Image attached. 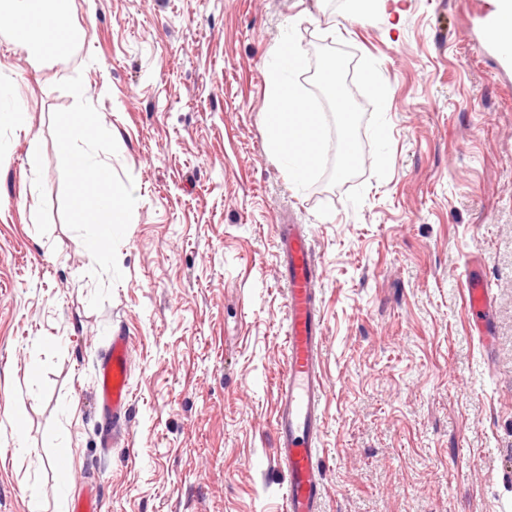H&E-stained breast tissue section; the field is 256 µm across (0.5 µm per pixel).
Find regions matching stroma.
<instances>
[{
  "mask_svg": "<svg viewBox=\"0 0 512 512\" xmlns=\"http://www.w3.org/2000/svg\"><path fill=\"white\" fill-rule=\"evenodd\" d=\"M342 2L74 0L84 45L41 63L0 46L31 115L0 129V512H30L34 492L55 512L87 485L103 512H283L281 224L309 226L321 271L323 512H512V56L485 39L496 5L400 0L348 22ZM291 22L307 55L341 41L377 61L385 179L367 154L359 177L301 190L267 150L266 74ZM77 74L137 197L97 310L51 122ZM471 270L494 290L485 345ZM120 330L129 433L105 450L95 367Z\"/></svg>",
  "mask_w": 512,
  "mask_h": 512,
  "instance_id": "obj_1",
  "label": "stroma"
}]
</instances>
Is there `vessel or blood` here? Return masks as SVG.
<instances>
[{"label":"vessel or blood","mask_w":512,"mask_h":512,"mask_svg":"<svg viewBox=\"0 0 512 512\" xmlns=\"http://www.w3.org/2000/svg\"><path fill=\"white\" fill-rule=\"evenodd\" d=\"M277 236L284 258L288 314L285 368L276 382L274 419L276 464L285 488L283 512H322L324 472L314 448L328 393L320 363L323 336L316 292L320 272L304 225H279ZM463 288L468 310L488 316L494 299L490 283L471 275ZM131 353V336L117 332L95 368L96 405L111 418L116 437L128 433Z\"/></svg>","instance_id":"obj_1"}]
</instances>
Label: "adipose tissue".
Masks as SVG:
<instances>
[{"label": "adipose tissue", "mask_w": 512, "mask_h": 512, "mask_svg": "<svg viewBox=\"0 0 512 512\" xmlns=\"http://www.w3.org/2000/svg\"><path fill=\"white\" fill-rule=\"evenodd\" d=\"M71 11L72 0H0V22H11L34 60L52 55L57 43L80 39L70 23Z\"/></svg>", "instance_id": "obj_1"}]
</instances>
